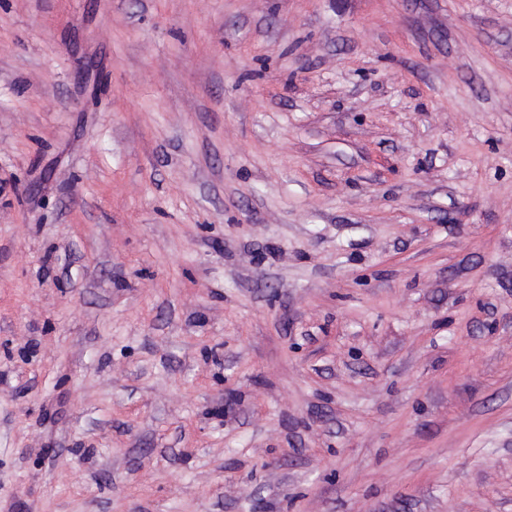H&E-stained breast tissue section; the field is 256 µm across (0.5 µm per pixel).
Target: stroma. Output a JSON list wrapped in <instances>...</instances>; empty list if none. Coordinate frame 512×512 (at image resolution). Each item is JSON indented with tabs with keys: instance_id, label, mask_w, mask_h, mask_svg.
Listing matches in <instances>:
<instances>
[{
	"instance_id": "stroma-1",
	"label": "stroma",
	"mask_w": 512,
	"mask_h": 512,
	"mask_svg": "<svg viewBox=\"0 0 512 512\" xmlns=\"http://www.w3.org/2000/svg\"><path fill=\"white\" fill-rule=\"evenodd\" d=\"M0 512H512V0H0Z\"/></svg>"
}]
</instances>
